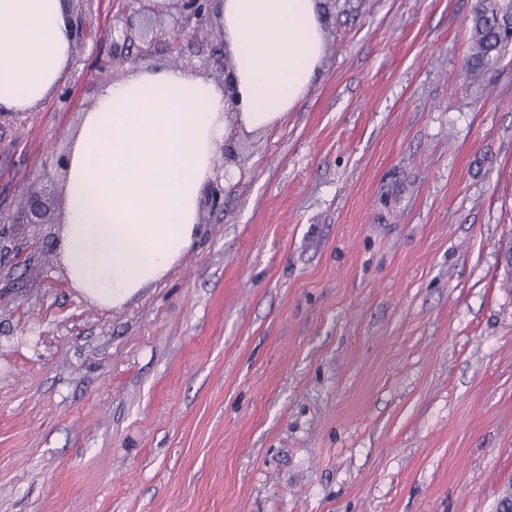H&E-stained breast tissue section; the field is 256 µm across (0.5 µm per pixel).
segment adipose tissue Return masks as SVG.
Segmentation results:
<instances>
[{"mask_svg": "<svg viewBox=\"0 0 512 512\" xmlns=\"http://www.w3.org/2000/svg\"><path fill=\"white\" fill-rule=\"evenodd\" d=\"M233 68L222 85L178 68H136L102 85L69 147L68 279L113 308L159 281L200 233L216 150L298 108L321 64V0H216ZM74 32L66 0H0V112H30L66 83Z\"/></svg>", "mask_w": 512, "mask_h": 512, "instance_id": "obj_1", "label": "adipose tissue"}]
</instances>
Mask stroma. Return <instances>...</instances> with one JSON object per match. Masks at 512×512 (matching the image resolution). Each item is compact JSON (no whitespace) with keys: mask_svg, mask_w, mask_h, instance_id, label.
<instances>
[{"mask_svg":"<svg viewBox=\"0 0 512 512\" xmlns=\"http://www.w3.org/2000/svg\"><path fill=\"white\" fill-rule=\"evenodd\" d=\"M476 0H325L304 103L239 137L244 174L194 246L117 308L55 240L99 86L208 48L112 62L0 132V204L50 176L49 221L0 262V512H495L512 492V50L472 72Z\"/></svg>","mask_w":512,"mask_h":512,"instance_id":"stroma-1","label":"stroma"}]
</instances>
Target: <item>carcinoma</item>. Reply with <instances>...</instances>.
<instances>
[{"label":"carcinoma","mask_w":512,"mask_h":512,"mask_svg":"<svg viewBox=\"0 0 512 512\" xmlns=\"http://www.w3.org/2000/svg\"><path fill=\"white\" fill-rule=\"evenodd\" d=\"M471 28L475 52L465 62L467 70L489 65L512 44V0H478Z\"/></svg>","instance_id":"carcinoma-1"}]
</instances>
